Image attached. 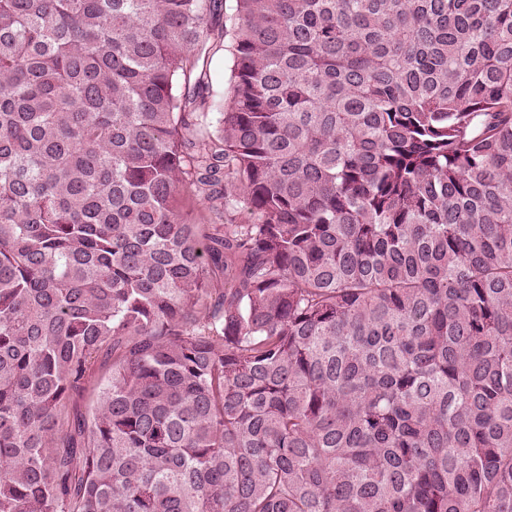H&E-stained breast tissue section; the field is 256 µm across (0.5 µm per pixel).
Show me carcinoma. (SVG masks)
Here are the masks:
<instances>
[{"label":"carcinoma","instance_id":"cac0c4a2","mask_svg":"<svg viewBox=\"0 0 512 512\" xmlns=\"http://www.w3.org/2000/svg\"><path fill=\"white\" fill-rule=\"evenodd\" d=\"M0 512H512V0H0ZM230 66L231 62L227 51L224 52L223 57L215 55L210 65V83L217 98L224 97V91L230 79ZM112 374V356L106 358L102 362V367L96 372L95 377L88 389L83 393H75L71 397L70 406L78 411L85 412L86 407L90 402L91 389L100 382L106 381Z\"/></svg>","mask_w":512,"mask_h":512}]
</instances>
